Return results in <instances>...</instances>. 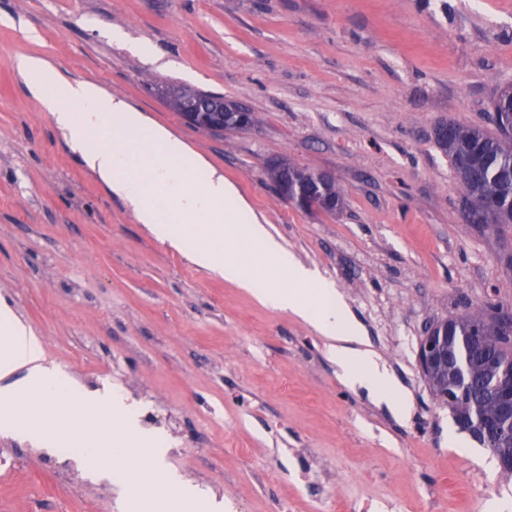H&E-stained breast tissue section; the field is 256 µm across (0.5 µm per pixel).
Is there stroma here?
Segmentation results:
<instances>
[{"instance_id":"stroma-1","label":"stroma","mask_w":512,"mask_h":512,"mask_svg":"<svg viewBox=\"0 0 512 512\" xmlns=\"http://www.w3.org/2000/svg\"><path fill=\"white\" fill-rule=\"evenodd\" d=\"M0 0V298L77 392L105 385L162 430L169 463L234 512H482L512 475L448 444L418 362L430 323L512 313V226L466 223L434 127L486 124L512 83V0ZM122 30L124 40L112 37ZM149 43L151 64L132 46ZM36 55L171 130L333 280L409 396L398 415L337 375L322 337L172 251L66 143L15 62ZM255 112L223 135L155 92ZM331 174L305 211L269 172ZM0 512H121L65 449L0 434Z\"/></svg>"}]
</instances>
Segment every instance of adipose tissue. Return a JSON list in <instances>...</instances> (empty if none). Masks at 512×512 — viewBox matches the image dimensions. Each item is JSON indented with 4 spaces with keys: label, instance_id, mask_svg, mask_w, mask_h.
Segmentation results:
<instances>
[{
    "label": "adipose tissue",
    "instance_id": "adipose-tissue-1",
    "mask_svg": "<svg viewBox=\"0 0 512 512\" xmlns=\"http://www.w3.org/2000/svg\"><path fill=\"white\" fill-rule=\"evenodd\" d=\"M16 68L37 92L71 147L114 195L128 201L139 223L196 265L245 288L260 303L293 314L326 338V353L342 381L366 390L400 414L408 395L369 347L361 326L334 283L288 252L261 224L223 172L205 167L168 129L150 123L124 99L96 84L72 81L45 58L23 56ZM143 133L134 146L130 132ZM206 168L201 185L189 183L194 169ZM244 239L272 262L271 273L248 271L227 242ZM315 302H308L307 294ZM73 384L47 362L41 342L6 302H0V432L28 441L46 453L76 449L78 468L92 481L117 487L124 512H224L210 490L172 470L157 431L141 426L139 411L117 391L84 393L70 408H47ZM141 448L142 468L106 458L105 448ZM171 488L170 497L155 495Z\"/></svg>",
    "mask_w": 512,
    "mask_h": 512
}]
</instances>
